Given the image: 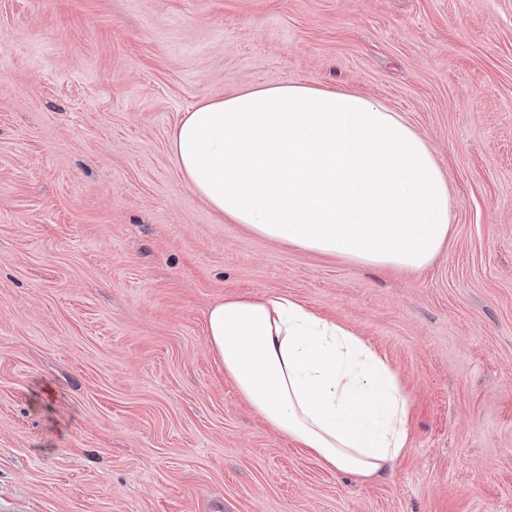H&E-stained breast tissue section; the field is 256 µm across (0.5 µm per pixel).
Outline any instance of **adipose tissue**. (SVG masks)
I'll return each instance as SVG.
<instances>
[{"label": "adipose tissue", "mask_w": 512, "mask_h": 512, "mask_svg": "<svg viewBox=\"0 0 512 512\" xmlns=\"http://www.w3.org/2000/svg\"><path fill=\"white\" fill-rule=\"evenodd\" d=\"M192 193L283 245L419 271L455 213L431 146L361 94L262 84L185 112L170 141ZM214 357L270 426L330 469L375 478L410 445L411 401L387 359L286 294L210 307Z\"/></svg>", "instance_id": "1"}]
</instances>
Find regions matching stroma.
I'll list each match as a JSON object with an SVG mask.
<instances>
[{
  "label": "stroma",
  "instance_id": "1",
  "mask_svg": "<svg viewBox=\"0 0 512 512\" xmlns=\"http://www.w3.org/2000/svg\"><path fill=\"white\" fill-rule=\"evenodd\" d=\"M356 91L436 149L423 270L226 220L169 147L260 84ZM290 295L412 403L383 478L326 469L239 395L209 307ZM0 512H512V0H0Z\"/></svg>",
  "mask_w": 512,
  "mask_h": 512
}]
</instances>
